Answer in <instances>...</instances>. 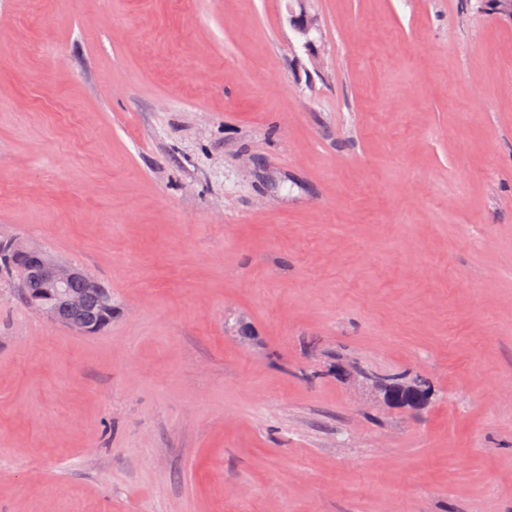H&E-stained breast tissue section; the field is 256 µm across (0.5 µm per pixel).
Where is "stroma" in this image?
<instances>
[{
	"label": "stroma",
	"mask_w": 512,
	"mask_h": 512,
	"mask_svg": "<svg viewBox=\"0 0 512 512\" xmlns=\"http://www.w3.org/2000/svg\"><path fill=\"white\" fill-rule=\"evenodd\" d=\"M1 235L112 322L0 280V512H512V20L477 0H0ZM10 276L28 306L55 323L78 333L92 335L102 331L112 319V294L81 268L66 264L47 251L0 242V273ZM79 283L83 290L71 286ZM85 292L96 295V304L89 308ZM78 314L79 320L71 315Z\"/></svg>",
	"instance_id": "35a3bbf8"
}]
</instances>
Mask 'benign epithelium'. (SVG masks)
Masks as SVG:
<instances>
[{
  "mask_svg": "<svg viewBox=\"0 0 512 512\" xmlns=\"http://www.w3.org/2000/svg\"><path fill=\"white\" fill-rule=\"evenodd\" d=\"M316 21L304 9L291 19L294 33L305 40ZM2 272L10 276L33 311L67 327L74 323L80 334H96L112 319L109 290L81 268L63 263L44 250L1 241ZM75 283L82 289H73Z\"/></svg>",
  "mask_w": 512,
  "mask_h": 512,
  "instance_id": "1",
  "label": "benign epithelium"
}]
</instances>
